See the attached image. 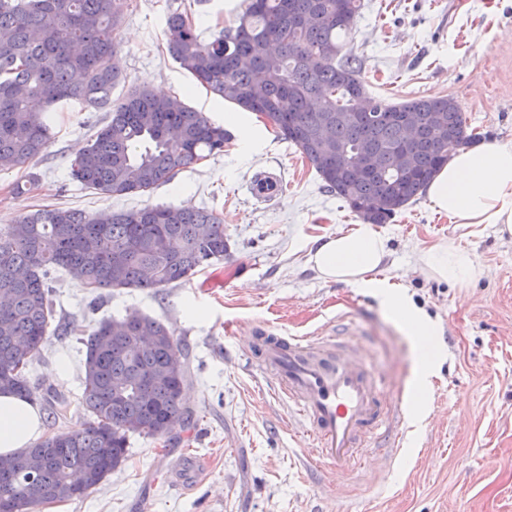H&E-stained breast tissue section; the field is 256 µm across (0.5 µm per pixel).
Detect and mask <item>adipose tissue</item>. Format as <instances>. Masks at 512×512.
Wrapping results in <instances>:
<instances>
[{
    "label": "adipose tissue",
    "mask_w": 512,
    "mask_h": 512,
    "mask_svg": "<svg viewBox=\"0 0 512 512\" xmlns=\"http://www.w3.org/2000/svg\"><path fill=\"white\" fill-rule=\"evenodd\" d=\"M433 207L456 224H492L500 235L512 237V146L480 145L458 150L427 188ZM389 254L384 237L363 224L350 233L336 234L310 251L308 261L321 278L363 288L379 299L415 350L419 386H427L434 365V328L422 312L393 286L372 279ZM427 276L463 287L478 280L483 270L474 255L451 242H440L419 255ZM41 431L38 410L11 392L0 394V455L28 447Z\"/></svg>",
    "instance_id": "obj_1"
}]
</instances>
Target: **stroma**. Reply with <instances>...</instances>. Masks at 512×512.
<instances>
[{
  "label": "stroma",
  "mask_w": 512,
  "mask_h": 512,
  "mask_svg": "<svg viewBox=\"0 0 512 512\" xmlns=\"http://www.w3.org/2000/svg\"><path fill=\"white\" fill-rule=\"evenodd\" d=\"M241 0H126L118 31L128 86L179 96L215 124L233 103L218 99L180 69L167 51L166 20L187 12L203 38L234 21ZM351 49L370 94L394 102L421 96L456 99L481 143L512 146V0H362ZM236 111V110H235ZM239 113V112H238ZM107 112L76 104L53 114L55 139L28 164L0 171V228L43 209L90 215L146 206L216 212L228 252L188 281L155 289L87 288L61 273L53 280L54 320L75 333L52 340L29 366L44 392L68 401L61 430L85 428L81 333L101 319L139 313L163 322L190 362L183 401L193 427L134 435L127 456L80 499L41 512H512V238L490 224H452L419 196L376 230L389 256L375 277L401 286L431 318L435 373L424 392L413 383L407 336L367 290L324 281L308 252L318 238L357 229L360 217L327 191L301 150L252 112L251 150L228 133L223 153L198 161L147 192L107 198L73 182L70 166ZM280 168V201L249 198L261 167ZM36 176L31 191L18 183ZM450 240L484 269L466 287L427 278L419 253ZM344 317L360 333L346 352L363 357L385 400L402 399L399 450L374 448L363 467L315 471L287 402L249 360L256 325L286 336H316ZM198 467L190 485L174 473Z\"/></svg>",
  "instance_id": "obj_1"
}]
</instances>
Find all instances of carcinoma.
<instances>
[{
	"mask_svg": "<svg viewBox=\"0 0 512 512\" xmlns=\"http://www.w3.org/2000/svg\"><path fill=\"white\" fill-rule=\"evenodd\" d=\"M125 0H0V170L39 157L52 132L50 108L76 101L110 112L71 164L75 182L107 197L147 191L224 151V128L170 96L126 82L117 32ZM361 0H246L245 10L209 41L187 15L166 21L167 50L180 68L220 98L261 114L295 144L324 183L368 224H387L425 193L452 154L468 147L457 101L448 96L390 102L372 96L351 41ZM263 97H253L257 81ZM419 120L415 139L402 118ZM350 164L336 173V150ZM224 224L204 209L146 206L97 217L38 211L0 231V392L33 402L30 362L53 337L50 282L62 270L90 288H164L227 254ZM151 338L142 344V337ZM82 431L56 432L0 467V512L82 497L126 459L132 435L162 436L193 425L182 391L187 370L169 328L129 313L101 320L85 338ZM45 462L30 472L24 459Z\"/></svg>",
	"mask_w": 512,
	"mask_h": 512,
	"instance_id": "carcinoma-1",
	"label": "carcinoma"
}]
</instances>
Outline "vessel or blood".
Returning <instances> with one entry per match:
<instances>
[{"instance_id": "obj_1", "label": "vessel or blood", "mask_w": 512, "mask_h": 512, "mask_svg": "<svg viewBox=\"0 0 512 512\" xmlns=\"http://www.w3.org/2000/svg\"><path fill=\"white\" fill-rule=\"evenodd\" d=\"M248 191L260 202L277 200L282 178L268 170L257 172ZM353 333L341 323L314 339L283 336L264 324L256 328V370L298 415L317 463L334 468L351 467L370 444L397 448L403 440L401 405L385 414L376 381L363 364L350 354H332Z\"/></svg>"}]
</instances>
